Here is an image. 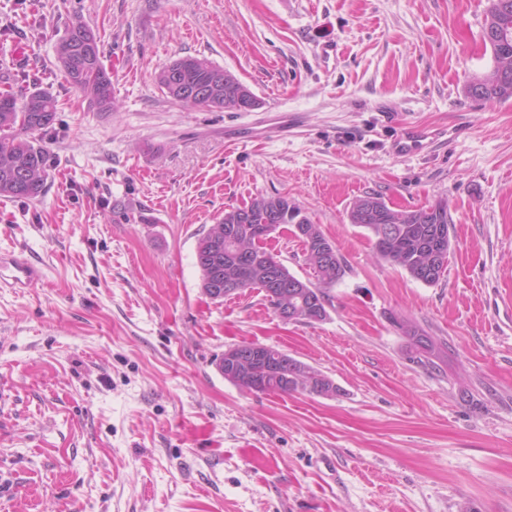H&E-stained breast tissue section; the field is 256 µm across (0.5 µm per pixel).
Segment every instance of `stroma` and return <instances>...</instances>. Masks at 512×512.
Returning a JSON list of instances; mask_svg holds the SVG:
<instances>
[{"label": "stroma", "mask_w": 512, "mask_h": 512, "mask_svg": "<svg viewBox=\"0 0 512 512\" xmlns=\"http://www.w3.org/2000/svg\"><path fill=\"white\" fill-rule=\"evenodd\" d=\"M488 6L0 0V91L58 101L45 194L0 198V252L42 268L0 289V512H512V99L466 93L496 65ZM77 19L101 38L113 110L58 68ZM184 57L255 109L172 101L155 75ZM414 128L418 150L395 154ZM366 195L447 206L438 282L351 223ZM260 196L287 197L342 255L324 320L282 322L258 290L204 293L199 238ZM264 246L312 279L291 225ZM402 320L447 361H413ZM241 344L321 370L336 395L226 380L217 363ZM246 91V93H244ZM252 103L257 106V99L247 86L228 73V79L224 81L215 100L206 104H194L192 106L208 109H235L242 110V104Z\"/></svg>", "instance_id": "35a3bbf8"}]
</instances>
